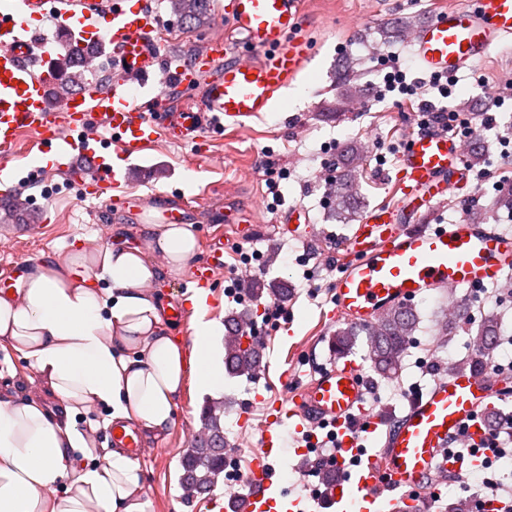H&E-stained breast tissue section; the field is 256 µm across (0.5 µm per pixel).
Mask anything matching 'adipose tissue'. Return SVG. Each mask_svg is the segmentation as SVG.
<instances>
[{"mask_svg": "<svg viewBox=\"0 0 512 512\" xmlns=\"http://www.w3.org/2000/svg\"><path fill=\"white\" fill-rule=\"evenodd\" d=\"M146 232L176 272L194 253L187 224ZM158 269L135 246L80 248L65 263L31 267L15 292L0 293V348L28 360L59 398H0V512H147L138 463L120 448L98 449L95 409L107 423L163 433L186 374L202 390L224 383L222 325L209 320L207 291L189 298L191 345L165 333V311L145 286Z\"/></svg>", "mask_w": 512, "mask_h": 512, "instance_id": "1", "label": "adipose tissue"}]
</instances>
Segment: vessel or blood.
I'll list each match as a JSON object with an SVG mask.
<instances>
[{"mask_svg":"<svg viewBox=\"0 0 512 512\" xmlns=\"http://www.w3.org/2000/svg\"><path fill=\"white\" fill-rule=\"evenodd\" d=\"M54 0H6L0 7V165L13 158L22 131L33 132L41 153L64 156L61 171L91 198L119 200L127 208L140 199L127 187L122 163L156 141L201 140L204 130L224 129L269 111L274 100L313 57L298 35L299 0H225L233 30L255 52L254 60L227 56L216 35L204 56L176 59L161 54L159 17L145 0H71L64 20L79 45L106 43L115 71L106 92L70 95L67 108L53 98L57 73L34 71L36 55L63 56L69 43L40 42L29 19L46 14ZM512 40V0H470L435 13L410 34L417 64L425 71L459 74ZM200 86L195 109L172 112L171 92ZM146 90L154 106L133 101ZM466 145L435 129L410 133L398 156L394 199L367 211L347 241L353 253L332 283L336 312L350 323L371 326L388 310L413 306L433 291L479 289L512 270V233L473 219L433 222L432 212L468 179ZM224 250L211 249L193 271L197 287L211 283ZM369 386L351 361L323 370L289 402L254 399L266 406V421L244 478L242 495H214L220 512H303L300 499L272 493L274 459L287 421L331 427L338 450L336 480L326 485V507L342 512H406L414 493L438 473L456 469L447 453L451 440L468 431L473 442L486 433L479 415L512 395L496 377L453 373L434 379L390 425L366 409ZM383 435L378 452L367 438Z\"/></svg>","mask_w":512,"mask_h":512,"instance_id":"obj_1","label":"vessel or blood"}]
</instances>
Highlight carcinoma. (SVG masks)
<instances>
[{
  "label": "carcinoma",
  "mask_w": 512,
  "mask_h": 512,
  "mask_svg": "<svg viewBox=\"0 0 512 512\" xmlns=\"http://www.w3.org/2000/svg\"><path fill=\"white\" fill-rule=\"evenodd\" d=\"M208 0H170L173 12L181 23L192 26L206 14ZM87 73L82 65V56L76 55L65 59V67L55 86L54 94L62 95L89 88ZM331 202L338 216L352 215L358 209L359 198L355 191V175L345 170L332 185ZM418 328V316L411 307L400 308L387 313L376 325L366 329L370 336V355L375 369L383 376L390 377L398 371L402 358L412 343ZM360 330L348 324L336 329L332 346L339 355L350 353L357 344ZM498 336V317L493 311L481 314L476 338L473 340L471 353L460 360L448 372L470 370L482 372L490 360ZM260 346L256 338L246 343L241 336L224 337V363L232 375L253 376L261 360ZM224 436L222 418L204 411L202 427L197 433L191 448L185 453L179 476L180 487L198 494H210L217 485V480L224 473L226 460L222 455L210 450V442Z\"/></svg>",
  "instance_id": "cac0c4a2"
}]
</instances>
